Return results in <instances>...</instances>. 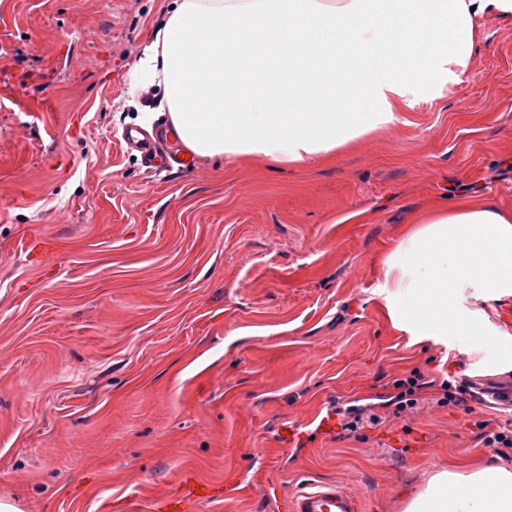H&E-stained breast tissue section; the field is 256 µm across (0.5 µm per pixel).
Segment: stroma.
Masks as SVG:
<instances>
[{
  "instance_id": "35a3bbf8",
  "label": "stroma",
  "mask_w": 512,
  "mask_h": 512,
  "mask_svg": "<svg viewBox=\"0 0 512 512\" xmlns=\"http://www.w3.org/2000/svg\"><path fill=\"white\" fill-rule=\"evenodd\" d=\"M171 2L0 0V500L273 512L268 482L287 499L339 481L363 512H403L448 463L512 465L477 426L512 408L394 416L411 369L493 390L512 374L396 330L377 261L448 194L512 211V19L485 17L441 96L333 162L154 169L121 134L141 125L128 75ZM353 401L377 416L362 439L319 428Z\"/></svg>"
}]
</instances>
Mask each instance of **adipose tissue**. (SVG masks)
<instances>
[{"label": "adipose tissue", "mask_w": 512, "mask_h": 512, "mask_svg": "<svg viewBox=\"0 0 512 512\" xmlns=\"http://www.w3.org/2000/svg\"><path fill=\"white\" fill-rule=\"evenodd\" d=\"M489 14L512 0H174L139 51L132 92L158 105L189 153L304 165L394 124L465 70ZM396 329L454 336L472 369L512 372V211L451 196L381 255ZM404 512H512V466L449 464Z\"/></svg>", "instance_id": "1"}]
</instances>
